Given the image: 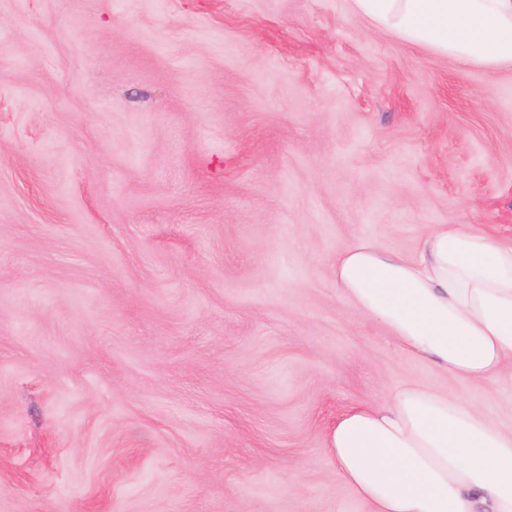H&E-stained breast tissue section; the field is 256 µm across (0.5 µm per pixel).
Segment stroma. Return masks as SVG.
I'll return each instance as SVG.
<instances>
[{
  "label": "stroma",
  "instance_id": "stroma-1",
  "mask_svg": "<svg viewBox=\"0 0 512 512\" xmlns=\"http://www.w3.org/2000/svg\"><path fill=\"white\" fill-rule=\"evenodd\" d=\"M512 237V65L348 0H0V512H369L325 433L416 380L330 274Z\"/></svg>",
  "mask_w": 512,
  "mask_h": 512
}]
</instances>
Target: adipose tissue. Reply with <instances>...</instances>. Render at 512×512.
I'll return each mask as SVG.
<instances>
[{
    "label": "adipose tissue",
    "instance_id": "ef3b65f1",
    "mask_svg": "<svg viewBox=\"0 0 512 512\" xmlns=\"http://www.w3.org/2000/svg\"><path fill=\"white\" fill-rule=\"evenodd\" d=\"M356 13L451 60L512 63V0H352ZM336 286L397 347L453 379L512 392V240L430 228L417 256L339 249ZM337 478L371 512H512V428L465 399L405 381L326 435Z\"/></svg>",
    "mask_w": 512,
    "mask_h": 512
}]
</instances>
